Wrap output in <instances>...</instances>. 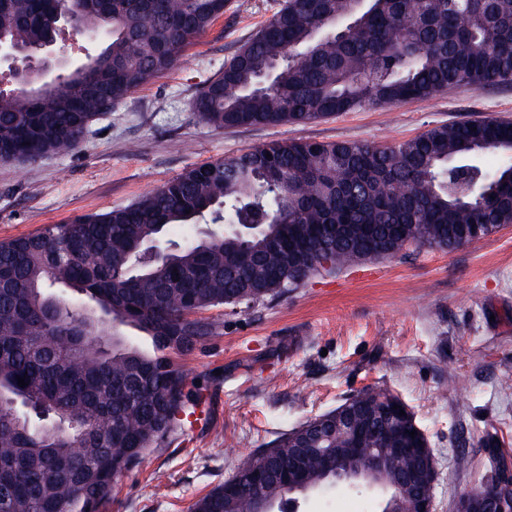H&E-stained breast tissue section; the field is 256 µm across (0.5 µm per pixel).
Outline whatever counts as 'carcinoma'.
Returning <instances> with one entry per match:
<instances>
[{
  "instance_id": "1",
  "label": "carcinoma",
  "mask_w": 512,
  "mask_h": 512,
  "mask_svg": "<svg viewBox=\"0 0 512 512\" xmlns=\"http://www.w3.org/2000/svg\"><path fill=\"white\" fill-rule=\"evenodd\" d=\"M73 36L98 34L60 87L40 73L36 95L0 89V162L72 151L90 123L171 70L226 0H86ZM55 0H6L0 40L41 48L57 38ZM512 83V0H280L259 30L206 80L193 111L216 130L305 125L343 112L431 99L450 87ZM489 152L512 154V121L437 125L390 145L282 140L199 164L133 204L0 241V512H99L112 485L170 444L178 415L203 387L172 351L216 334L197 314L257 304L324 270L394 257L410 246L451 250L512 225V166L474 193H448V173ZM204 224L200 238L185 236ZM151 336V354L120 327ZM23 378L26 386L18 385ZM345 402L405 412V447H429L414 413L388 389ZM353 474L386 447L339 449L334 433L301 428L245 459L193 512H245L255 477L288 512L297 442ZM80 449L74 453L73 449ZM378 470L384 506L411 512L394 472Z\"/></svg>"
}]
</instances>
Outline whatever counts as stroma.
<instances>
[{
	"mask_svg": "<svg viewBox=\"0 0 512 512\" xmlns=\"http://www.w3.org/2000/svg\"><path fill=\"white\" fill-rule=\"evenodd\" d=\"M277 3L228 0L173 70L93 121L76 150L0 162V240L130 204L189 168L274 140L394 144L465 118L512 121L511 83L307 125L214 130L194 115V97ZM206 316L217 334L174 358L209 385V423L149 451L102 512H192L250 453L364 388L389 389L414 412L437 462L436 512H454L461 492L490 477L485 435L512 453V226L454 250L412 247L324 272ZM383 499L339 488L302 497L300 510L381 512Z\"/></svg>",
	"mask_w": 512,
	"mask_h": 512,
	"instance_id": "obj_1",
	"label": "stroma"
}]
</instances>
